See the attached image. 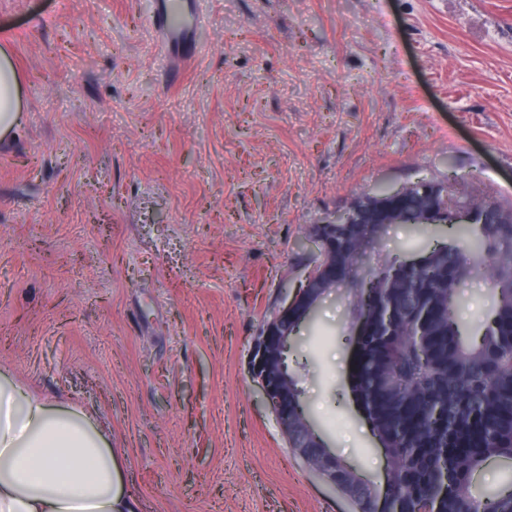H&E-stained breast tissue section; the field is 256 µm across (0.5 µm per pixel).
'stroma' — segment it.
Returning <instances> with one entry per match:
<instances>
[{
	"mask_svg": "<svg viewBox=\"0 0 512 512\" xmlns=\"http://www.w3.org/2000/svg\"><path fill=\"white\" fill-rule=\"evenodd\" d=\"M154 0H0L22 76L0 136V370L103 428L141 512H358L291 448L252 346L300 241L379 184L512 205V0H204L170 78ZM390 224L371 255L432 249ZM486 270L461 286L472 336ZM306 415L357 477L387 459L351 391L354 297L290 336Z\"/></svg>",
	"mask_w": 512,
	"mask_h": 512,
	"instance_id": "35a3bbf8",
	"label": "stroma"
}]
</instances>
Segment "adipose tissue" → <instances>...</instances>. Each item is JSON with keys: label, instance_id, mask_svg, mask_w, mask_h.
Here are the masks:
<instances>
[{"label": "adipose tissue", "instance_id": "adipose-tissue-1", "mask_svg": "<svg viewBox=\"0 0 512 512\" xmlns=\"http://www.w3.org/2000/svg\"><path fill=\"white\" fill-rule=\"evenodd\" d=\"M19 74L0 49V132L20 121ZM0 512H139L89 416L60 408L0 371Z\"/></svg>", "mask_w": 512, "mask_h": 512}]
</instances>
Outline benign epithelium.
<instances>
[{
	"label": "benign epithelium",
	"mask_w": 512,
	"mask_h": 512,
	"mask_svg": "<svg viewBox=\"0 0 512 512\" xmlns=\"http://www.w3.org/2000/svg\"><path fill=\"white\" fill-rule=\"evenodd\" d=\"M439 186L420 179L416 183L398 191H380L358 202L351 209L338 213L315 227L305 238V243L314 246L318 255L336 254V241L339 228L345 226L359 231L361 237L370 240L378 224L401 223L396 218L411 194H416L414 205L423 224H446L448 218L465 224L475 220L473 198L463 195L452 196L448 193V209L442 210L434 204ZM346 269L329 260L318 262L308 273L305 284L295 291L289 302L274 309L272 316L256 338L250 355V371L262 390L265 401L275 414L284 433H289L291 420L288 418V373L285 366V353L288 348L289 329L301 325L312 317L318 300L315 296L325 293V289L336 287L344 279ZM300 427L304 444L298 452L313 469H318L320 460L307 458L308 446L319 448L325 458H332L323 439L315 433L305 418H300Z\"/></svg>",
	"instance_id": "7a95c632"
}]
</instances>
